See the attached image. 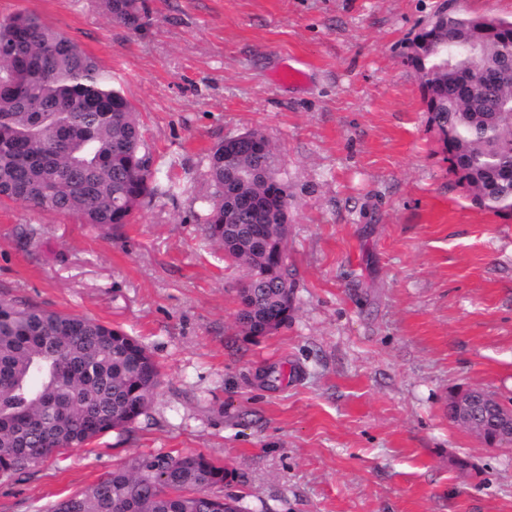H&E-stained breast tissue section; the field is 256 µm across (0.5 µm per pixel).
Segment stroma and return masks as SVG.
I'll return each instance as SVG.
<instances>
[{
  "mask_svg": "<svg viewBox=\"0 0 512 512\" xmlns=\"http://www.w3.org/2000/svg\"><path fill=\"white\" fill-rule=\"evenodd\" d=\"M440 2L139 0L131 30L101 0H0L111 69L185 187L116 229L0 207V297L121 327L161 379L130 430L0 479V512L189 452L232 471L245 512H512V448L448 420L459 390L512 398V220L456 186L405 59ZM287 66L305 81L277 82ZM253 129L288 186L295 281L287 327L256 338L241 271L196 222L210 149Z\"/></svg>",
  "mask_w": 512,
  "mask_h": 512,
  "instance_id": "obj_1",
  "label": "stroma"
}]
</instances>
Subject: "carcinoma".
I'll list each match as a JSON object with an SVG mask.
<instances>
[{
    "label": "carcinoma",
    "instance_id": "1",
    "mask_svg": "<svg viewBox=\"0 0 512 512\" xmlns=\"http://www.w3.org/2000/svg\"><path fill=\"white\" fill-rule=\"evenodd\" d=\"M112 22L135 30L137 0H104ZM0 203L68 213L83 224L129 223L161 184L154 155L122 85L72 39L38 17L0 19ZM512 21L443 3L408 40L427 124L448 172L473 206L512 219ZM485 72L470 91L466 71ZM238 159L224 138L208 155L213 187L197 216L224 259L243 269L236 323L261 336L288 325L293 294L280 218L288 189L259 130ZM160 385L153 355L104 322L0 298V475L12 478L67 448L149 414ZM231 477L201 453L135 455L52 512H243L214 489Z\"/></svg>",
    "mask_w": 512,
    "mask_h": 512
}]
</instances>
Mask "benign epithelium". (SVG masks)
<instances>
[{
  "label": "benign epithelium",
  "mask_w": 512,
  "mask_h": 512,
  "mask_svg": "<svg viewBox=\"0 0 512 512\" xmlns=\"http://www.w3.org/2000/svg\"><path fill=\"white\" fill-rule=\"evenodd\" d=\"M450 421L491 447L512 444V407L479 387L456 392Z\"/></svg>",
  "instance_id": "benign-epithelium-1"
}]
</instances>
